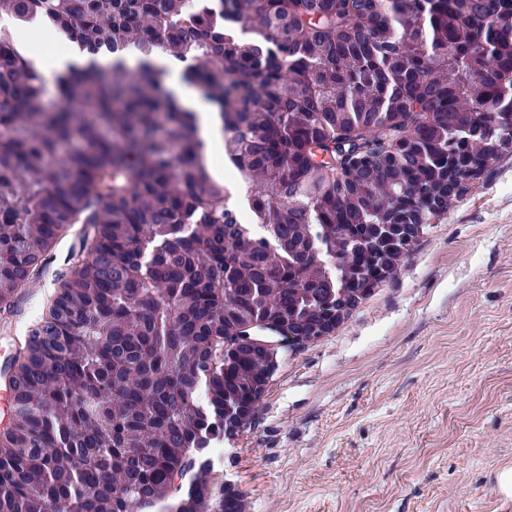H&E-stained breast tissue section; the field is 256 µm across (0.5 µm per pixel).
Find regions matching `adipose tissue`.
<instances>
[{
  "label": "adipose tissue",
  "instance_id": "ef3b65f1",
  "mask_svg": "<svg viewBox=\"0 0 512 512\" xmlns=\"http://www.w3.org/2000/svg\"><path fill=\"white\" fill-rule=\"evenodd\" d=\"M19 42L29 47L28 56L34 61L36 67L46 82H53L57 75L66 74L76 69L97 66L109 68L113 56L108 52L96 54L88 53L77 44L68 43L55 49L52 54H44L40 48L30 46V35L27 26H19L16 31ZM153 63L156 67L166 69V86L178 99L180 106L193 115L194 128L197 136L203 141L208 156L214 161L211 173L215 179L233 183V174L225 173L221 159L224 154V122L216 107L205 104L199 92L184 82L181 65L169 58L166 54L154 55Z\"/></svg>",
  "mask_w": 512,
  "mask_h": 512
}]
</instances>
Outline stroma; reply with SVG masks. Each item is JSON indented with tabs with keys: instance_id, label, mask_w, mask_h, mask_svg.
<instances>
[{
	"instance_id": "obj_1",
	"label": "stroma",
	"mask_w": 512,
	"mask_h": 512,
	"mask_svg": "<svg viewBox=\"0 0 512 512\" xmlns=\"http://www.w3.org/2000/svg\"><path fill=\"white\" fill-rule=\"evenodd\" d=\"M81 225L0 323V370ZM215 470L245 512H512V155L466 184L336 331L284 355Z\"/></svg>"
}]
</instances>
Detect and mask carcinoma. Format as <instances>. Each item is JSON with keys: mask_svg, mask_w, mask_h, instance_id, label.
<instances>
[{"mask_svg": "<svg viewBox=\"0 0 512 512\" xmlns=\"http://www.w3.org/2000/svg\"><path fill=\"white\" fill-rule=\"evenodd\" d=\"M216 2L0 0L92 53L187 63L263 226L225 207L165 70H75L50 112L0 31V312L83 225L58 300L4 369L0 512H244L206 451L233 437L225 412L257 411L267 365L224 355V337L339 326L409 253L374 225L426 223L512 153L495 120L512 108V0ZM343 145L363 161L337 168Z\"/></svg>", "mask_w": 512, "mask_h": 512, "instance_id": "1", "label": "carcinoma"}]
</instances>
